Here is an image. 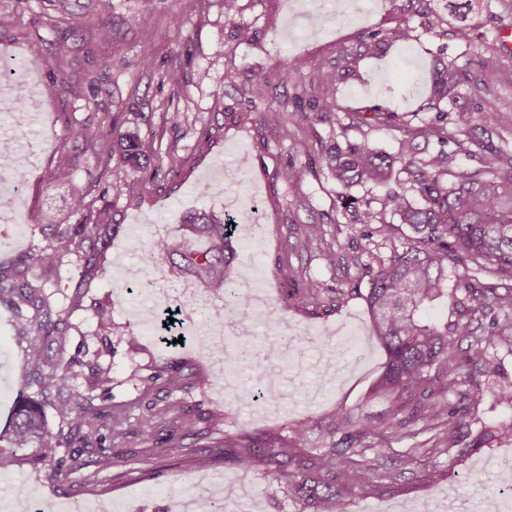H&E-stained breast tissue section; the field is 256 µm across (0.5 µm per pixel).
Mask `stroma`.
Instances as JSON below:
<instances>
[{
  "label": "stroma",
  "mask_w": 512,
  "mask_h": 512,
  "mask_svg": "<svg viewBox=\"0 0 512 512\" xmlns=\"http://www.w3.org/2000/svg\"><path fill=\"white\" fill-rule=\"evenodd\" d=\"M297 2L238 0L239 10L230 18L224 0H199L192 12L184 0H113L117 26L112 42L98 43L89 21L75 29L71 50L63 56L52 45L53 29L34 22L32 14L0 30V55L20 56L31 67L47 115L40 132L21 140L26 208L21 223L0 222V262L45 244L41 218L46 208L77 221L72 188L85 185L87 172L100 165L77 146L82 122L100 112L111 113L122 127L138 129L154 161L163 165L170 162V144L178 146L180 175L172 181L113 168L108 198L113 221L124 231L104 255L103 271L81 307L63 312L69 352L111 368L112 401L136 397L137 375L173 354L155 338L141 337L134 346L126 342L129 332L144 329L153 311V286L142 285L133 294L126 291L129 269L140 266L142 248L155 237L175 234L186 215L200 210L225 214L235 196L249 193L256 198L255 210L237 235L232 273L237 279L251 278L253 288L267 298V313L244 324L233 310L225 312V345L251 343L246 361L231 372L234 390L214 383L210 363L192 347L181 349L198 373L197 383L181 394L184 406L223 414L225 433L258 440L291 435L298 419L329 420L341 407L358 408L372 417L386 409L371 394L386 356L373 337L363 300L370 274L366 266L351 261L363 249L368 230L355 215L376 202L381 192L353 187L349 195L355 209L343 210L336 182L319 156L331 141L363 138L393 154L411 137L419 155L442 150L449 164L480 167V160L467 157L462 147L465 131L459 116L478 106L490 123L512 116V51H505L496 38L501 29L512 28V0H484L478 14L449 17L447 31L437 35L420 27L418 0H378L376 8L362 15L330 16L316 33L295 42L291 30L298 22ZM461 26L469 30L468 42L455 36ZM243 27L251 30L250 40H240ZM371 34L381 38L382 47L376 56L367 57L359 44ZM467 55L496 68V82L478 91L461 83L452 103L437 101L427 84L414 98L401 101L407 82L431 74L440 63L462 62ZM290 57L301 64V76L294 83L281 73L283 61ZM95 70L102 73L101 90L90 103L61 94L51 80L60 72L77 79ZM174 71L180 74L176 85L169 79ZM258 80L266 88L261 100L250 93ZM327 82L336 85L335 98L328 100L319 93ZM377 105L397 111V118L373 128L352 125L351 114ZM440 111L448 114L447 142L416 137V130ZM167 112L187 113L189 125L170 131L162 122ZM205 127L211 130L213 144L199 153L194 145ZM62 158L73 165V186L47 180ZM287 167L302 170L301 180L283 182L280 173ZM220 169L229 173L223 188L200 193L204 178ZM308 224L322 225L327 239L335 242V264L324 261L317 245L306 244L302 229ZM309 283L325 290L345 289L346 297L333 310L290 308L287 286ZM99 308L111 310V323L98 321ZM25 346L10 313L0 307V430L8 427L17 393L27 379ZM271 362L285 367L279 400H243V393L254 389ZM428 438L424 432L412 440L390 442L378 462L396 473L395 483L383 492L355 494L347 512H378L383 506L402 512L403 507L424 502L443 510L452 498L459 512H471L479 500L504 494L490 473L512 469V441L441 464L436 483L429 484L406 460L408 448L426 446ZM208 454L205 448H180L152 456L136 449L122 466L101 470L92 449L84 448V467L58 481L37 461L35 449L26 448L18 452L12 470L0 476V492L19 493L22 505L15 512H34L47 504L60 510L97 499L111 500L116 512H180L181 492L192 477L200 474L218 483L229 472L247 494L228 499L225 512H251L252 500L259 495L265 498L267 512H294L285 485H268L258 470L229 471L223 460L209 459Z\"/></svg>",
  "instance_id": "1"
}]
</instances>
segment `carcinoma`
Segmentation results:
<instances>
[{
  "mask_svg": "<svg viewBox=\"0 0 512 512\" xmlns=\"http://www.w3.org/2000/svg\"><path fill=\"white\" fill-rule=\"evenodd\" d=\"M28 0H0V30L13 24ZM54 19L64 21L77 11L88 9L97 26L98 38L112 41L114 5L112 0H41ZM421 27L438 33L448 23L441 12L421 11ZM471 62L445 64L434 76V95L447 97L467 75ZM61 91L92 101L87 93L99 92L97 77L90 75L83 85L60 82ZM396 113L380 108L352 116L357 126L381 125ZM447 113L421 127L416 136L448 139L442 125ZM471 129L465 150L482 155L485 168L448 167V153L439 150L424 158L415 155L414 139H406L399 155L391 156L373 147L368 140L330 143L321 153V162L345 189L354 186L384 187L380 208L367 207L364 224L388 225L390 216L408 228L401 248L389 256L379 249L387 244L374 237L381 230L365 234L369 244L353 256L354 264L367 257L371 268L365 296L372 315L377 341L387 359L373 385L374 392L390 407L374 422L355 409L336 412L320 425L330 440L326 448L312 453L307 448L308 425H293L291 438L255 445L242 435H223L211 447L221 449L224 461L249 471L262 468L269 483L285 481L297 505L296 512H346V495L358 488L364 493L393 483L394 476L379 470L367 458L366 439H411L423 431L432 433L438 454L448 459L469 455L501 439H512V421L491 426L478 410L490 384L501 375L504 357L512 353V286H489L480 275L491 272L512 281V150L504 144L497 128L468 118ZM83 151L105 159L101 171L89 172L85 194L73 199L80 214L74 224H63L54 210L44 212L42 226L49 229L47 243L23 253L7 264L0 263V306L12 315L17 331L26 337L25 362L28 383L34 394H20L14 405L8 430L0 432V472L14 465L16 452L40 448L52 459L51 477L65 479L82 468L79 458L70 462L55 458L57 449L75 444L97 449V465L108 469L125 461L126 449L140 446L158 455L168 446H182L183 440L207 439L212 427L221 424L203 413L184 409L173 394L187 388L192 366L186 361L156 365L137 377V397L112 404L105 395L112 383L111 370L87 363L86 388L74 385L76 357L65 359L67 325L58 301L48 288L61 285V271L75 268L78 278L66 296L71 308L81 304L85 289L95 280L103 253L119 234L121 225L112 222V203L102 191L91 201L85 196L100 188L112 161L139 172L147 167L149 155L134 129L114 126L112 114L103 112L92 124L78 132ZM493 174L492 180L484 174ZM52 182L72 181L69 164L61 160L49 172ZM421 198L417 204L409 197ZM103 205L98 206L96 202ZM181 236L159 237L151 241L142 260L148 282L165 278L166 259L177 256L176 268L220 296L224 306L249 317L247 299L228 275L236 259L232 246L235 229L226 218L196 211L180 225ZM206 241L202 250H185L184 237ZM308 243L317 244L322 256L336 262L334 244L327 241L318 224L304 228ZM455 281L448 285V269ZM342 289L326 296L309 283L287 293L288 302L304 309L341 303ZM435 301L448 304V316L441 323L425 321L423 310ZM57 353L48 354L51 342ZM163 390L166 404L152 401ZM52 400L56 415L68 431L48 426L43 403Z\"/></svg>",
  "mask_w": 512,
  "mask_h": 512,
  "instance_id": "obj_1",
  "label": "carcinoma"
}]
</instances>
